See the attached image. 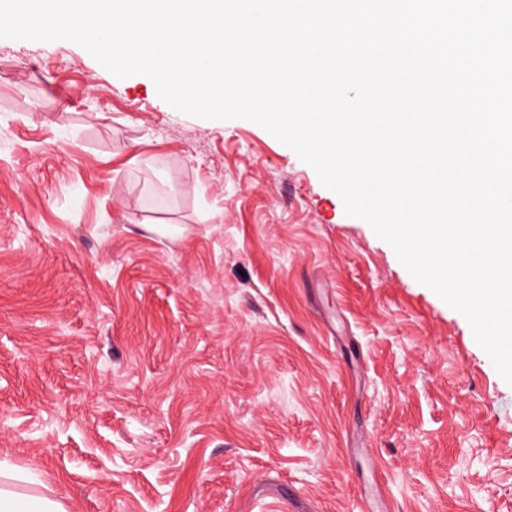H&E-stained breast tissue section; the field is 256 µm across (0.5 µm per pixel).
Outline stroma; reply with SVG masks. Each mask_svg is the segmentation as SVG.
<instances>
[{
    "label": "stroma",
    "mask_w": 512,
    "mask_h": 512,
    "mask_svg": "<svg viewBox=\"0 0 512 512\" xmlns=\"http://www.w3.org/2000/svg\"><path fill=\"white\" fill-rule=\"evenodd\" d=\"M0 462L66 512H512V386L264 128L0 38Z\"/></svg>",
    "instance_id": "1"
}]
</instances>
